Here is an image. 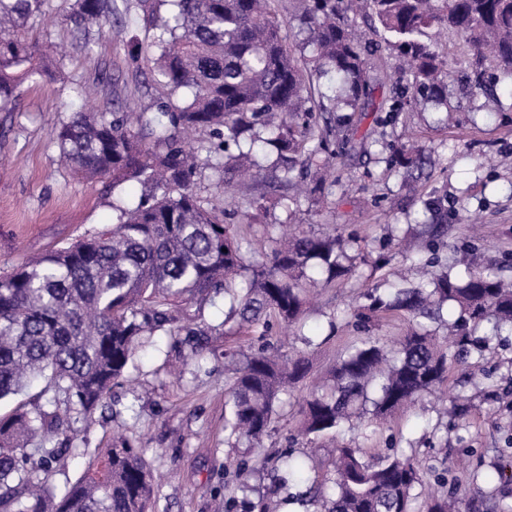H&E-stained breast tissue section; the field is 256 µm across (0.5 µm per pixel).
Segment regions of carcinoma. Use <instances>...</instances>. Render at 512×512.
Segmentation results:
<instances>
[{"label": "carcinoma", "mask_w": 512, "mask_h": 512, "mask_svg": "<svg viewBox=\"0 0 512 512\" xmlns=\"http://www.w3.org/2000/svg\"><path fill=\"white\" fill-rule=\"evenodd\" d=\"M46 0H0V112L14 111L24 83L51 71L36 63L26 38L29 19ZM74 45L90 56L93 32L112 20L143 32L140 40L163 101L157 111L134 116L116 110L75 112L53 132L59 155L78 175L112 176V184L140 183L132 204L112 203L117 222L23 262L0 275V401L43 380L31 410L0 417V512H153L152 473L143 448L127 437L90 454L84 472L64 490L51 482L57 448H30L36 436H55L67 415L103 407L123 379L144 336L159 331L196 336L179 324V304L202 305L222 293L225 319L239 318L226 336L242 335L275 318L297 322L306 287L354 273L355 238L301 233L279 241L261 260L248 262L224 209L204 205L193 190L207 166L219 174L259 168L255 146L277 155L292 186L297 163L320 169L330 136L351 142L350 117L336 125L312 120L315 112H364L375 81L366 57L371 43L358 35L361 17L384 34L386 48L402 61L413 100L447 103L443 87L457 72L435 50L432 35L448 33L468 52L464 78L470 93L499 104L497 87L512 88V0H306L299 15L306 37L290 44L275 0H61ZM309 54L301 62L296 54ZM336 75L339 95L320 90ZM204 132L188 145L180 133ZM421 150L401 147L392 162L414 167ZM417 282L367 288L351 316L365 328L375 318L409 323L387 352L371 336L355 340L329 377L300 409L298 436L312 444L340 434L352 419L380 425L432 394L448 380L452 358L482 360L498 336L512 335V277L493 268L460 275L453 267L417 257ZM455 317L443 328L453 353L437 344L428 324L444 306ZM232 366L224 431L258 448L274 423L285 387L306 377L303 355L267 345L254 352L224 349ZM266 458L237 467L244 483ZM335 473L334 495L310 486L318 512H456L452 490L421 497L427 483L414 455L343 446L322 460ZM475 512H512L507 497L493 501L474 485Z\"/></svg>", "instance_id": "1"}]
</instances>
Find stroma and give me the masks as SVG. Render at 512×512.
Here are the masks:
<instances>
[{"label":"stroma","mask_w":512,"mask_h":512,"mask_svg":"<svg viewBox=\"0 0 512 512\" xmlns=\"http://www.w3.org/2000/svg\"><path fill=\"white\" fill-rule=\"evenodd\" d=\"M58 4L50 0L29 35L49 62L56 58V47L69 46L63 68L39 84L23 85L15 111L0 112V274L115 223L113 199L133 202L141 194L132 181L80 179L60 160L52 133L83 106L81 89L95 90V109L119 102L135 112L155 111L156 93L145 89L147 74L131 61L129 31L106 24L93 54L84 55L72 49L71 25ZM369 64L383 80L373 93L375 109L353 115L354 140L337 151L336 180L322 198L304 195L293 208L279 207L258 214L257 223H244V214L258 213L270 193H294L272 169L270 154L262 159V174L231 195L223 194L217 174L208 168L200 170L194 186L203 203L222 201L225 223L236 225L256 249L280 237L282 225L289 223L306 233L356 237L362 257L356 275L316 286L301 327L289 330L275 323L264 337L288 353L304 354L315 375L362 334L391 345L405 333L407 324L400 317L365 332L348 321L345 311L358 288H379L388 279L414 281L411 262L396 253L392 240L417 236L423 201L433 203L429 222L448 227L438 243L440 254L455 256L464 269L492 264L512 277V168L499 163L512 155V94L500 91V105L491 110L483 97L467 95L459 79L448 85L447 105L423 101L393 113L389 107L406 86L396 77L398 61L384 50ZM102 72L109 82L98 83ZM408 140L425 157L422 168L410 174L390 164ZM470 213L481 219L480 237L467 232L463 217ZM382 254L390 256V264L374 269ZM213 345V353L199 358L187 337H143L123 383L108 395L105 411L89 418L71 413L69 450L55 466L54 485L61 488L78 477L84 449L106 447L125 430L140 437L146 449L156 476V512H225L228 495L267 502L271 512H305L295 498L308 482L324 478L326 470L318 463H311L305 478L281 488L274 487L267 472L240 486L237 465L253 450L247 442L228 440L224 431L229 374L223 337H214ZM511 374L512 335L495 340L479 365H452L447 382L398 420L375 432L351 431L353 445L373 453L416 454L424 466L462 490L470 485L473 470H480L485 492L495 493L501 484L491 477L493 467L512 459V384L505 382ZM308 392L304 381L292 388L279 409L277 427L264 440L266 455L301 452L296 405ZM452 399L467 407L466 420L443 415V404Z\"/></svg>","instance_id":"stroma-1"}]
</instances>
